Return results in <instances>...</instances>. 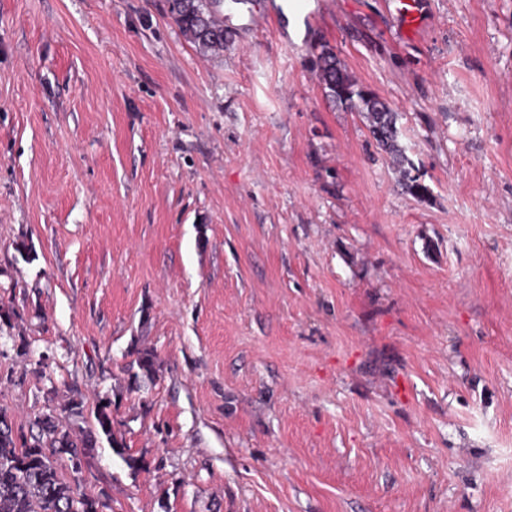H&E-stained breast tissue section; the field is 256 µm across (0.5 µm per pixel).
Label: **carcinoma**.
<instances>
[{"instance_id": "obj_1", "label": "carcinoma", "mask_w": 512, "mask_h": 512, "mask_svg": "<svg viewBox=\"0 0 512 512\" xmlns=\"http://www.w3.org/2000/svg\"><path fill=\"white\" fill-rule=\"evenodd\" d=\"M219 0H168L169 13L182 33L205 51L220 53L230 42L224 23L216 17ZM318 77L329 97L366 114L369 132L377 145L401 169V189L425 201L431 190L420 176L411 174L413 164L399 143L397 113L379 96L361 89L329 50L319 57ZM82 402L70 400L66 416L51 409L36 418L25 431L13 428L7 411L0 408V512H110L111 500L102 493L89 497L77 492L59 474L60 460L73 477L90 464L97 451L92 433L75 429L67 422L83 415ZM95 420L109 442L112 433V400L102 398Z\"/></svg>"}]
</instances>
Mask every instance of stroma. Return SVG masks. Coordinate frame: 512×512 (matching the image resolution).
Returning a JSON list of instances; mask_svg holds the SVG:
<instances>
[{"instance_id":"35a3bbf8","label":"stroma","mask_w":512,"mask_h":512,"mask_svg":"<svg viewBox=\"0 0 512 512\" xmlns=\"http://www.w3.org/2000/svg\"><path fill=\"white\" fill-rule=\"evenodd\" d=\"M305 4L0 0V407L109 396L112 512H512V0ZM169 13L182 33L205 51L220 53L230 42L224 22L217 17L220 0H168ZM318 69L319 80L329 97L358 112H365L373 139L401 169V189L420 201L428 200L431 190L421 181L420 176L411 175L413 164L399 143L397 113L389 103L376 94L361 89L330 50H322Z\"/></svg>"}]
</instances>
